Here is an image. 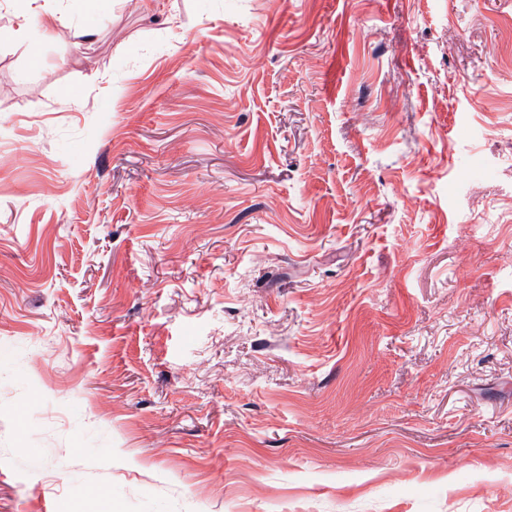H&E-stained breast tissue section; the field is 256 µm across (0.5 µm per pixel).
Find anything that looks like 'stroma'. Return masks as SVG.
<instances>
[{
	"label": "stroma",
	"instance_id": "1",
	"mask_svg": "<svg viewBox=\"0 0 512 512\" xmlns=\"http://www.w3.org/2000/svg\"><path fill=\"white\" fill-rule=\"evenodd\" d=\"M57 7H0V512H512V0Z\"/></svg>",
	"mask_w": 512,
	"mask_h": 512
}]
</instances>
